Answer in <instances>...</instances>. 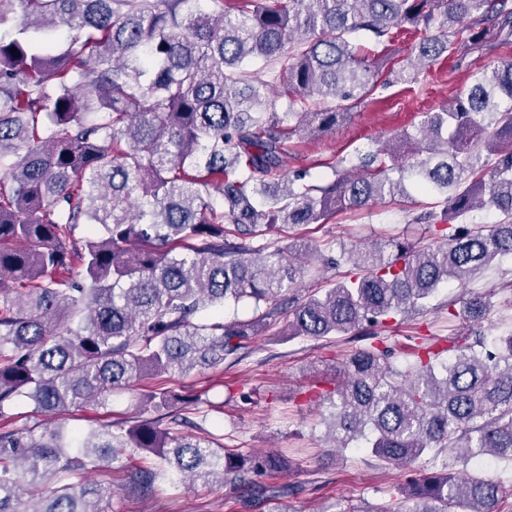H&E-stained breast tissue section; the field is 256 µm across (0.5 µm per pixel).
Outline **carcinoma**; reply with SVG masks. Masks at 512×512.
Instances as JSON below:
<instances>
[{"instance_id":"carcinoma-1","label":"carcinoma","mask_w":512,"mask_h":512,"mask_svg":"<svg viewBox=\"0 0 512 512\" xmlns=\"http://www.w3.org/2000/svg\"><path fill=\"white\" fill-rule=\"evenodd\" d=\"M206 2L0 0V26L17 20L15 37H0V414L25 397L58 417L134 382L219 366L261 335L283 291L328 265L351 268L291 300L289 336H370L512 255V60L473 73L400 135L411 154L379 144L364 172L342 159L327 183L283 174L293 140L335 129L377 88L462 60L484 34L512 37V0ZM398 27L422 33L405 59L388 51ZM274 84L284 112L269 103ZM411 187L447 217L432 245L381 240L337 258L253 245ZM485 208L496 223L466 224ZM493 297L455 298L449 314L478 325ZM230 303L256 315L199 322ZM392 354L360 348L343 380L316 392L334 448L361 443L385 469L444 455L370 512H496L502 490L486 471L512 463V332L490 349L479 335L444 348L420 337L402 368ZM178 401L151 387L117 431L1 430L0 512H17L22 492L28 512H104L114 488L84 481L90 468L124 473L142 495L177 474L219 480L251 506L297 493L258 481L287 470V455L228 449Z\"/></svg>"}]
</instances>
